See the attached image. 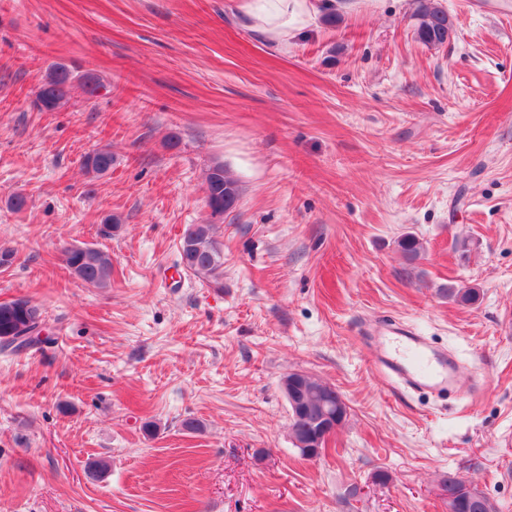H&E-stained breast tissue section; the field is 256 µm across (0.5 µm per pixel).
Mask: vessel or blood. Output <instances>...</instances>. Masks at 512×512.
I'll list each match as a JSON object with an SVG mask.
<instances>
[{
  "instance_id": "1",
  "label": "vessel or blood",
  "mask_w": 512,
  "mask_h": 512,
  "mask_svg": "<svg viewBox=\"0 0 512 512\" xmlns=\"http://www.w3.org/2000/svg\"><path fill=\"white\" fill-rule=\"evenodd\" d=\"M365 339L376 368L413 391L445 394L472 374L450 353L433 349L427 336L408 322L368 327Z\"/></svg>"
}]
</instances>
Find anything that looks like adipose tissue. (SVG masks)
<instances>
[{
	"label": "adipose tissue",
	"mask_w": 512,
	"mask_h": 512,
	"mask_svg": "<svg viewBox=\"0 0 512 512\" xmlns=\"http://www.w3.org/2000/svg\"><path fill=\"white\" fill-rule=\"evenodd\" d=\"M334 0H239L248 27L276 46L287 45L312 24Z\"/></svg>",
	"instance_id": "ef3b65f1"
}]
</instances>
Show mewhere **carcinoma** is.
Returning <instances> with one entry per match:
<instances>
[{
  "mask_svg": "<svg viewBox=\"0 0 512 512\" xmlns=\"http://www.w3.org/2000/svg\"><path fill=\"white\" fill-rule=\"evenodd\" d=\"M416 38L428 48L443 45L448 14L434 0H419L413 13ZM74 76L63 66H54L46 75L39 88L37 102L46 112H52L64 105L70 94ZM112 153L106 149L97 150L84 159V168L89 173L103 175L112 168ZM238 182L229 176L224 165H213L206 176V201L212 214H230L233 205L240 200ZM189 238H181L180 255L183 268L195 275L208 279L215 288L224 287V250L214 236L211 224L189 226ZM398 248L410 263L421 255L419 240L407 234L398 240ZM63 262L67 270H75L78 279L87 285L105 288L112 277V260L108 253L93 247L85 253L81 250H63ZM448 296L457 302L472 304L479 299L475 288L448 287ZM43 322L42 311L28 299H16L0 304V349L17 352L21 345L16 336L27 332ZM306 392L310 395L309 408L289 410V435L297 438L307 432L315 423L316 416L326 410L339 413L343 423L349 415V407L341 393L333 386L305 374L300 377ZM448 501L455 512H498L496 505L476 487L459 475L450 473L441 482Z\"/></svg>",
  "mask_w": 512,
  "mask_h": 512,
  "instance_id": "obj_1",
  "label": "carcinoma"
}]
</instances>
